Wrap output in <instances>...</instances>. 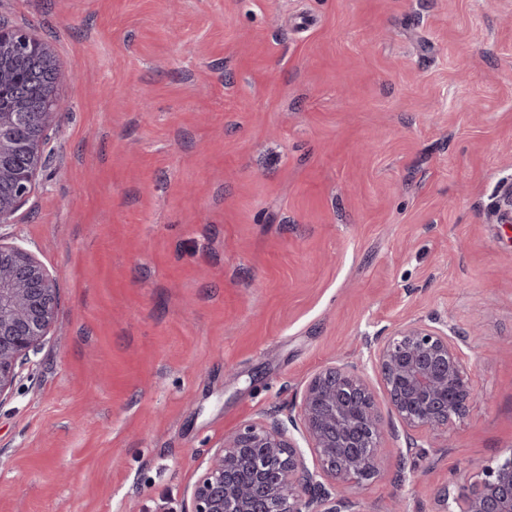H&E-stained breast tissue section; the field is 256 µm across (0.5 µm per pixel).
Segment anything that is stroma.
Segmentation results:
<instances>
[{
	"mask_svg": "<svg viewBox=\"0 0 512 512\" xmlns=\"http://www.w3.org/2000/svg\"><path fill=\"white\" fill-rule=\"evenodd\" d=\"M67 69L0 227L58 278L0 404V512H179L242 423L410 321L477 398L386 435L360 512H436L512 453V0H0ZM421 481H396L400 465Z\"/></svg>",
	"mask_w": 512,
	"mask_h": 512,
	"instance_id": "obj_1",
	"label": "stroma"
}]
</instances>
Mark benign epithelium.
<instances>
[{"instance_id":"1","label":"benign epithelium","mask_w":512,"mask_h":512,"mask_svg":"<svg viewBox=\"0 0 512 512\" xmlns=\"http://www.w3.org/2000/svg\"><path fill=\"white\" fill-rule=\"evenodd\" d=\"M39 74L45 103L26 89L0 107V224H10L46 166L45 138L62 104V65L48 42L25 30L0 34V85L14 62ZM58 282L28 250L0 241V404L54 324ZM446 324L407 323L379 338L370 355L390 413L405 431L436 435L475 399L464 347ZM384 420L363 371L332 364L307 381L286 418L252 421L224 438L182 512H353L380 470ZM459 512H512V454L482 468L459 494Z\"/></svg>"}]
</instances>
